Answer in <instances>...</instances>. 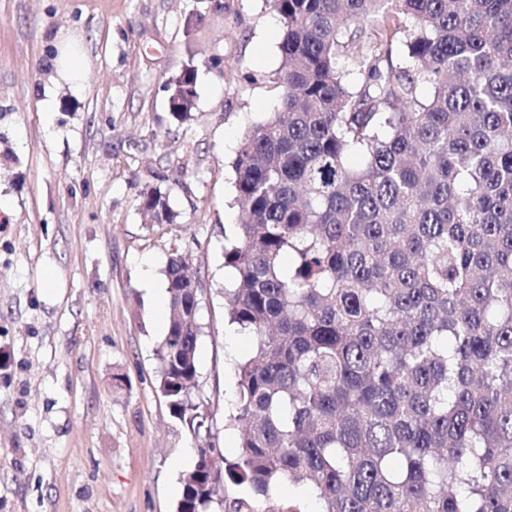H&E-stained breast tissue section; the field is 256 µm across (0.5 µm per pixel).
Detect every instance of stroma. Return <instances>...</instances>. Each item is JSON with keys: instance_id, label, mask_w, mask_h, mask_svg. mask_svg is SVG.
<instances>
[{"instance_id": "stroma-1", "label": "stroma", "mask_w": 512, "mask_h": 512, "mask_svg": "<svg viewBox=\"0 0 512 512\" xmlns=\"http://www.w3.org/2000/svg\"><path fill=\"white\" fill-rule=\"evenodd\" d=\"M66 35L76 85L50 80ZM280 41L265 0H0V512H176L198 439L238 458L253 343L225 318L224 243L238 146L279 108ZM190 65L180 124L165 84ZM153 187L175 223L144 220ZM175 251L201 283L196 434L159 390L167 323L142 287ZM236 498L315 508L303 485L229 483L213 512Z\"/></svg>"}]
</instances>
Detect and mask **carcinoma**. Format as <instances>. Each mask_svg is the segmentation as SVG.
Instances as JSON below:
<instances>
[{"instance_id":"obj_1","label":"carcinoma","mask_w":512,"mask_h":512,"mask_svg":"<svg viewBox=\"0 0 512 512\" xmlns=\"http://www.w3.org/2000/svg\"><path fill=\"white\" fill-rule=\"evenodd\" d=\"M266 2L280 107L241 142L224 245L225 313L254 338L241 451L198 448L177 510L288 481L315 512H512V0ZM196 83L169 79L180 123ZM140 209L176 218L158 188ZM165 279L159 387L192 426L200 282L178 252Z\"/></svg>"}]
</instances>
